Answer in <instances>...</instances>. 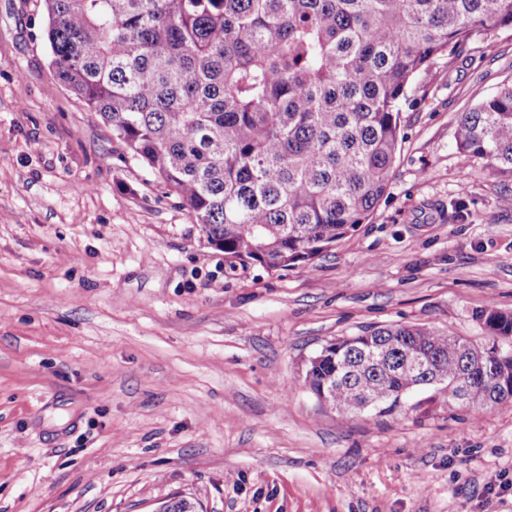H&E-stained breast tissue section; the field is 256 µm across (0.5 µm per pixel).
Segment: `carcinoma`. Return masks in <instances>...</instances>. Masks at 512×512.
I'll return each instance as SVG.
<instances>
[{
    "mask_svg": "<svg viewBox=\"0 0 512 512\" xmlns=\"http://www.w3.org/2000/svg\"><path fill=\"white\" fill-rule=\"evenodd\" d=\"M51 65L230 266L311 262L390 186L416 76L512 27V0H44ZM460 158L512 182V82L458 115ZM493 341L389 324L326 342L306 381L349 417L391 415L424 388L443 403H512V313L478 314ZM174 496L161 512H198Z\"/></svg>",
    "mask_w": 512,
    "mask_h": 512,
    "instance_id": "cac0c4a2",
    "label": "carcinoma"
}]
</instances>
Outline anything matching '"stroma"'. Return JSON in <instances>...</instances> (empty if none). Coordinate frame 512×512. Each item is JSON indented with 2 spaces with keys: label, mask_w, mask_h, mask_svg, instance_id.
I'll return each instance as SVG.
<instances>
[{
  "label": "stroma",
  "mask_w": 512,
  "mask_h": 512,
  "mask_svg": "<svg viewBox=\"0 0 512 512\" xmlns=\"http://www.w3.org/2000/svg\"><path fill=\"white\" fill-rule=\"evenodd\" d=\"M512 81V29L408 91L366 223L311 263L229 266L50 64L44 0H0V512H512V404L412 393L342 418L306 381L388 323L485 344L512 312V183L456 116ZM506 488L487 491L486 471Z\"/></svg>",
  "instance_id": "1"
}]
</instances>
